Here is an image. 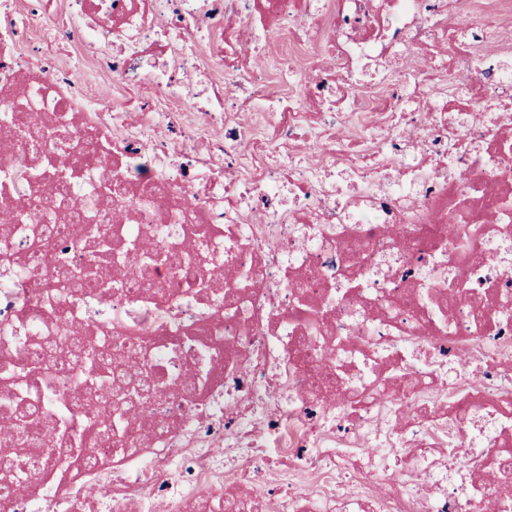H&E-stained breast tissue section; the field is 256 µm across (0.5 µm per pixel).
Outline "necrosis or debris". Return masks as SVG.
Wrapping results in <instances>:
<instances>
[{
    "instance_id": "necrosis-or-debris-1",
    "label": "necrosis or debris",
    "mask_w": 512,
    "mask_h": 512,
    "mask_svg": "<svg viewBox=\"0 0 512 512\" xmlns=\"http://www.w3.org/2000/svg\"><path fill=\"white\" fill-rule=\"evenodd\" d=\"M54 4L0 18V113L66 117L46 152L111 162L123 243L164 255L208 227L190 258L224 288L165 266L161 295L42 313L81 248L30 267L47 217L26 211L0 253V351L89 324L174 383L163 432L25 482L8 512H222L228 487L260 512H512V0H68L56 41L94 48L110 110L50 64ZM258 40L281 67L242 70ZM38 164L21 141L1 157L0 201L36 196L19 168Z\"/></svg>"
}]
</instances>
